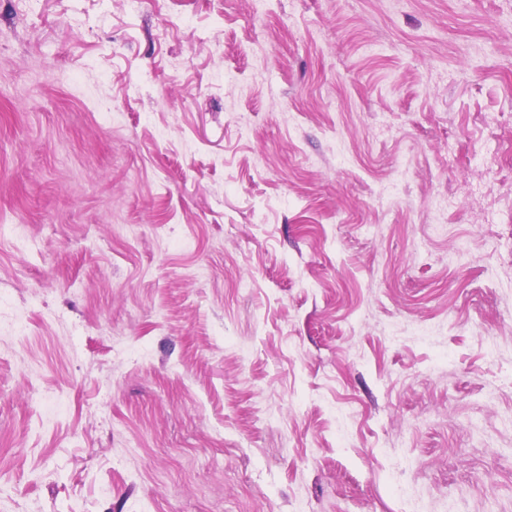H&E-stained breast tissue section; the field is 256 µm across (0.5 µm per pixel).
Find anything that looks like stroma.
<instances>
[{
	"label": "stroma",
	"mask_w": 512,
	"mask_h": 512,
	"mask_svg": "<svg viewBox=\"0 0 512 512\" xmlns=\"http://www.w3.org/2000/svg\"><path fill=\"white\" fill-rule=\"evenodd\" d=\"M0 512H512V0H0Z\"/></svg>",
	"instance_id": "obj_1"
}]
</instances>
